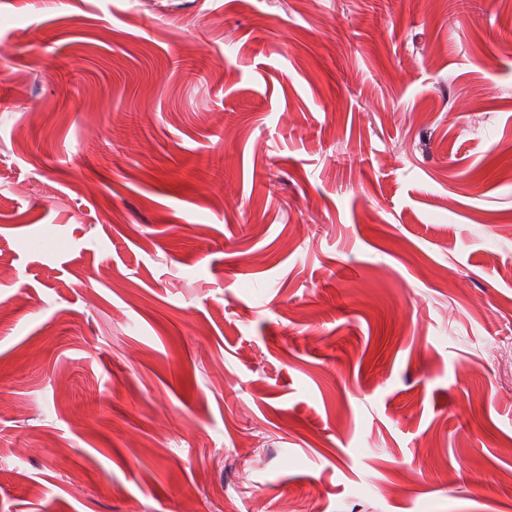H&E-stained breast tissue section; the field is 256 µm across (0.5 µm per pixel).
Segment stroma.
Listing matches in <instances>:
<instances>
[{
  "label": "stroma",
  "mask_w": 512,
  "mask_h": 512,
  "mask_svg": "<svg viewBox=\"0 0 512 512\" xmlns=\"http://www.w3.org/2000/svg\"><path fill=\"white\" fill-rule=\"evenodd\" d=\"M0 257V512H506L512 0H0Z\"/></svg>",
  "instance_id": "1"
}]
</instances>
